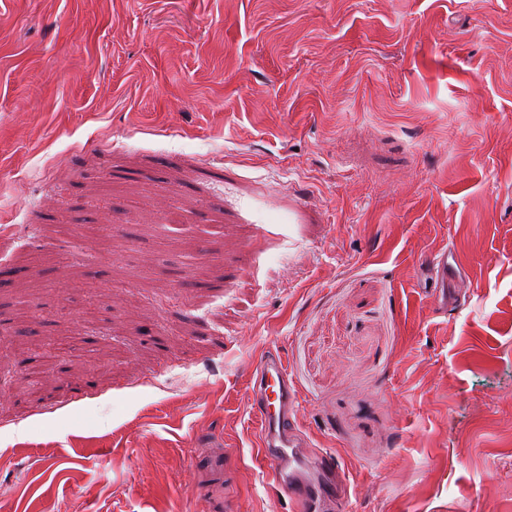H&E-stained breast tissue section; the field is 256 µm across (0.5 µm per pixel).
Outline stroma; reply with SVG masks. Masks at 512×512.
Instances as JSON below:
<instances>
[{"mask_svg":"<svg viewBox=\"0 0 512 512\" xmlns=\"http://www.w3.org/2000/svg\"><path fill=\"white\" fill-rule=\"evenodd\" d=\"M12 267L0 512H289L267 351L354 512H512V0H0ZM450 255L444 250L438 254L429 257L426 260V268L431 274L439 288L435 289V298L440 304L448 309V274L452 272L453 267L450 263ZM223 443L216 440L213 448L218 452L211 454L208 459L204 476H200L195 484L196 496L207 505L210 512H237V502L233 496L218 497L214 489L220 485L229 473V458L232 455L230 448H222Z\"/></svg>","mask_w":512,"mask_h":512,"instance_id":"35a3bbf8","label":"stroma"}]
</instances>
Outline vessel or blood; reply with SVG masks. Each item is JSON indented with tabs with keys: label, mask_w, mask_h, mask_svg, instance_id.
<instances>
[{
	"label": "vessel or blood",
	"mask_w": 512,
	"mask_h": 512,
	"mask_svg": "<svg viewBox=\"0 0 512 512\" xmlns=\"http://www.w3.org/2000/svg\"><path fill=\"white\" fill-rule=\"evenodd\" d=\"M426 268L437 283L435 297L448 302V275L453 267L448 252L429 257ZM252 416L259 427L258 457L269 484L288 499L293 512H351L347 481L340 459L334 452L319 454L306 464L304 440L296 431L299 401L288 367L281 356L264 354L252 368ZM229 451L211 454L204 476L195 489L208 512H237L234 497L214 493L229 472Z\"/></svg>",
	"instance_id": "obj_1"
}]
</instances>
